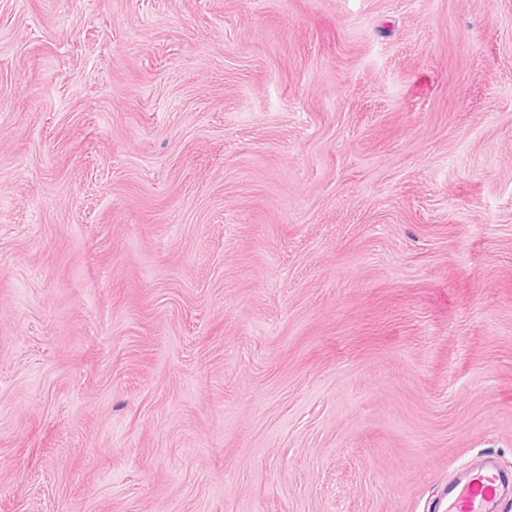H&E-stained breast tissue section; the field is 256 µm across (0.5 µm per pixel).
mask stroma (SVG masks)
<instances>
[{
    "label": "stroma",
    "instance_id": "1",
    "mask_svg": "<svg viewBox=\"0 0 512 512\" xmlns=\"http://www.w3.org/2000/svg\"><path fill=\"white\" fill-rule=\"evenodd\" d=\"M512 471V0H0V512H435ZM512 499V474L496 466L487 452L460 467L441 491L439 512H501L503 501Z\"/></svg>",
    "mask_w": 512,
    "mask_h": 512
}]
</instances>
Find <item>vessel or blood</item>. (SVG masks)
Here are the masks:
<instances>
[{
  "mask_svg": "<svg viewBox=\"0 0 512 512\" xmlns=\"http://www.w3.org/2000/svg\"><path fill=\"white\" fill-rule=\"evenodd\" d=\"M507 499H512V474L499 470L486 453L457 470L439 502L442 512H501Z\"/></svg>",
  "mask_w": 512,
  "mask_h": 512,
  "instance_id": "1",
  "label": "vessel or blood"
}]
</instances>
